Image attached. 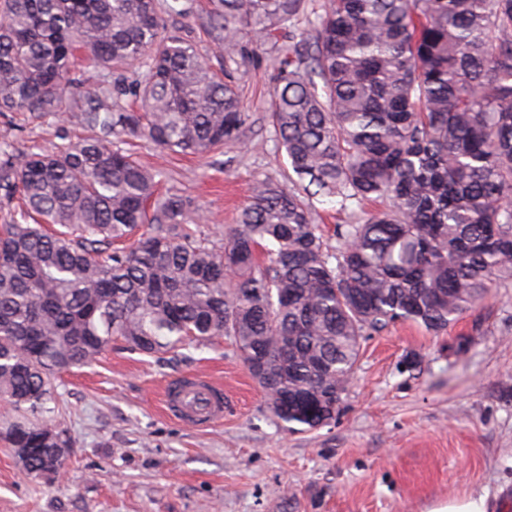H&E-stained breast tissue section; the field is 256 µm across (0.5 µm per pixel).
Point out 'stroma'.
Here are the masks:
<instances>
[{
    "instance_id": "stroma-1",
    "label": "stroma",
    "mask_w": 512,
    "mask_h": 512,
    "mask_svg": "<svg viewBox=\"0 0 512 512\" xmlns=\"http://www.w3.org/2000/svg\"><path fill=\"white\" fill-rule=\"evenodd\" d=\"M169 28L219 68L208 33L213 0H180ZM276 74L258 50L239 71L251 116L242 143L206 158L139 143L140 162L206 214L220 243L256 180L283 182V158L265 119ZM78 111L42 124L0 114V142L44 151L88 136ZM211 375L224 419L192 428L166 415L173 379ZM46 423L70 439L64 469L33 478L0 441V512H429L485 498L512 512V287L498 288L441 334L399 321L361 342L336 419L286 430L268 409L234 343L214 338L140 354L113 342L54 382Z\"/></svg>"
}]
</instances>
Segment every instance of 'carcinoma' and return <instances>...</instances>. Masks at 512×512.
I'll use <instances>...</instances> for the list:
<instances>
[{"label": "carcinoma", "mask_w": 512, "mask_h": 512, "mask_svg": "<svg viewBox=\"0 0 512 512\" xmlns=\"http://www.w3.org/2000/svg\"><path fill=\"white\" fill-rule=\"evenodd\" d=\"M157 0H0V114L81 111L91 135L51 152L0 143V395L46 409L55 376L120 341L175 351L232 339L289 430L340 411L360 339L410 321L439 333L512 283V0H217L215 69L167 32ZM316 15V21L308 15ZM279 54L268 120L285 187L255 183L224 244L202 208L156 193L130 138L207 157L249 120L233 74ZM138 67L135 112L91 99L79 59ZM383 207L336 227L313 200ZM268 262L258 264V249ZM25 471L66 433L9 422Z\"/></svg>", "instance_id": "cac0c4a2"}]
</instances>
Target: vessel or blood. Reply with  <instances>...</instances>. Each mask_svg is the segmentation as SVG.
Listing matches in <instances>:
<instances>
[{
  "label": "vessel or blood",
  "instance_id": "b4317fda",
  "mask_svg": "<svg viewBox=\"0 0 512 512\" xmlns=\"http://www.w3.org/2000/svg\"><path fill=\"white\" fill-rule=\"evenodd\" d=\"M165 406L176 419L196 426L205 427L224 417L221 386L193 375L180 377L168 385Z\"/></svg>",
  "mask_w": 512,
  "mask_h": 512
}]
</instances>
